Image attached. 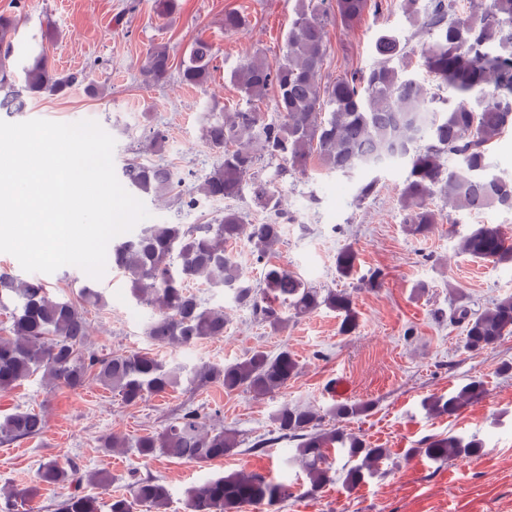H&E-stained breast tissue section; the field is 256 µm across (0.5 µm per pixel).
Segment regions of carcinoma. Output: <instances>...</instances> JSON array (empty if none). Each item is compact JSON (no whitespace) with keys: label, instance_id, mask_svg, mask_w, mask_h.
<instances>
[{"label":"carcinoma","instance_id":"carcinoma-1","mask_svg":"<svg viewBox=\"0 0 512 512\" xmlns=\"http://www.w3.org/2000/svg\"><path fill=\"white\" fill-rule=\"evenodd\" d=\"M400 8L412 24L431 41L423 51V65L435 82L455 94L456 103L430 91L412 71L407 43L391 31L378 35L374 49L380 58L372 69L353 70L321 83L327 53V26L336 21L351 26L372 13L379 14L382 0H299L296 18L285 40L283 62L265 58L245 59L231 74L245 106L205 118L202 134L219 154L218 165L205 178L201 190L210 197L237 198L250 188L251 200L270 219L247 224L241 213L227 211L212 224H152L114 245L109 253L113 267L126 275L134 296L158 306L159 313L146 328L158 345H191L224 335L226 318L221 309L208 308L189 285L200 281L222 288L235 301L250 307L256 318L274 332H283L292 320L323 307L340 317L338 332L347 336L358 328V313L345 290L317 288L271 261L280 243L283 196L278 184L291 173L303 174L312 157L330 171L349 175L358 169H377L380 163L402 160L407 176L400 191V208L408 234L425 238L446 218L434 208L443 199L448 212L512 210V178L489 173L490 145L512 130V0H481V12L458 10L457 0H401ZM19 15L0 14V112H21L27 99L59 95L84 81L83 73L61 75L50 63L44 46L16 75L13 38L22 26ZM213 62L211 45L201 39L189 48L180 71L190 86L207 83ZM172 70L164 44L147 52L140 69L146 86L164 84ZM277 93L276 119H267L260 104L270 91ZM452 158L456 165L446 166ZM278 162L267 176H260L263 162ZM122 176L139 193L162 196L180 186L173 168L133 161ZM247 238L262 277L256 284L240 271L231 245ZM460 249L475 259L512 264V246L498 228L480 225L461 240ZM357 255L343 248L336 257L340 276L353 275ZM9 311L7 334L0 335V391L7 392L40 373L43 379L69 388L95 379L125 405H136L151 396L190 385L219 382L224 392L243 391L256 398L282 392L298 374L299 364L288 348L271 355L256 349L224 366L188 368L167 365L148 352L103 357L86 347L89 323L85 311L70 300L49 296L39 280H19L0 273V308ZM450 320L464 324V348L480 352L512 335V298L473 313L460 304ZM484 381L472 379L448 396L423 402L430 415L457 414L477 402ZM373 408L370 401L340 402L326 415L311 407L282 406L273 416V440L296 442L297 458L308 480L307 493L316 494L334 480L327 452L339 448L357 463L343 476L354 488L373 475L388 457V449L373 445L353 433L325 428V417L355 419ZM47 422L38 412L26 410L0 418V441L35 438ZM239 440L234 429L209 427L195 410H187L158 433L134 441L143 457L162 455L173 459L207 462L232 455ZM422 452L447 463L471 457L483 447L477 440L455 435L424 441ZM104 483L102 473L83 475L75 465L62 466L54 459L42 463L38 483L57 485L83 480ZM36 488L0 494V512H15L18 500ZM134 498L165 512L167 487L153 478L133 483ZM288 484L260 473H229L211 478L187 491L189 512H240L245 505L278 512L290 498ZM93 497L74 492L56 504L55 512H98Z\"/></svg>","mask_w":512,"mask_h":512}]
</instances>
